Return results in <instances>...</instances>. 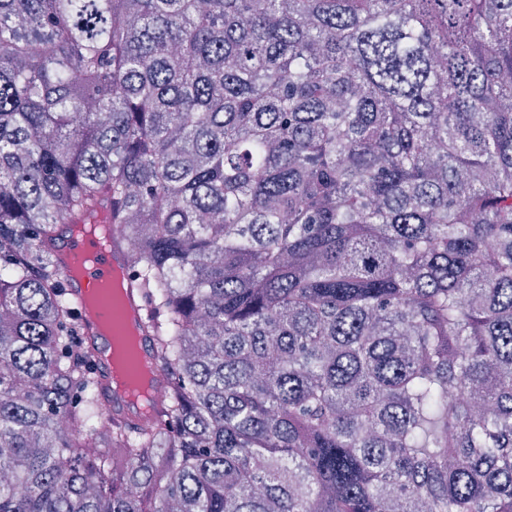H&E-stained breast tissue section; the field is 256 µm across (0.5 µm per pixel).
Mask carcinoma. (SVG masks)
Here are the masks:
<instances>
[{
    "label": "carcinoma",
    "mask_w": 512,
    "mask_h": 512,
    "mask_svg": "<svg viewBox=\"0 0 512 512\" xmlns=\"http://www.w3.org/2000/svg\"><path fill=\"white\" fill-rule=\"evenodd\" d=\"M0 512H512V0H0ZM86 247V244L83 242L78 241L73 237H69L66 238L63 246L58 252L56 249V256L59 257L58 254H62L68 266V268H64L62 265L68 288L71 291L80 294L82 298L88 289L95 288L104 282L109 272L111 259V256L102 255L97 263L94 265H87L84 270L83 277L79 280L77 279V282L74 283L71 280L67 269H70L71 264L79 259L81 253L86 249ZM129 308L131 309L136 317V331L138 335L145 340L147 339L151 351H152V343L150 339L149 332L144 328L143 326V318H144V301L140 293L132 287L127 288V292L125 294V306L122 313V316L118 319L115 326V331L117 334H122L126 330V323H125V309ZM145 336V338H144ZM146 341V340H145ZM146 341V342H147ZM147 343V344H148ZM82 318L85 326V334L87 335L88 341L93 349V352L102 367L103 372V386L106 392V405L108 408L112 410V413L115 415H120L125 417L128 420L138 422L141 419L147 418H155L158 417L163 408V399L160 398L166 394L167 391V379L164 375H160L159 384H158V394L154 396L153 404L151 411L148 414H141L138 411L132 409L125 401L118 398L113 390H112V373L111 368L104 364L99 355H97L96 347L94 341H96V337L98 335V324L95 319L88 316L84 310H82ZM94 339V340H93ZM147 417V418H144ZM138 343L132 336L126 337L112 349L113 382L119 391L139 409L145 410L150 404L151 370L142 366L137 378L129 373L131 363L137 358Z\"/></svg>",
    "instance_id": "obj_1"
}]
</instances>
